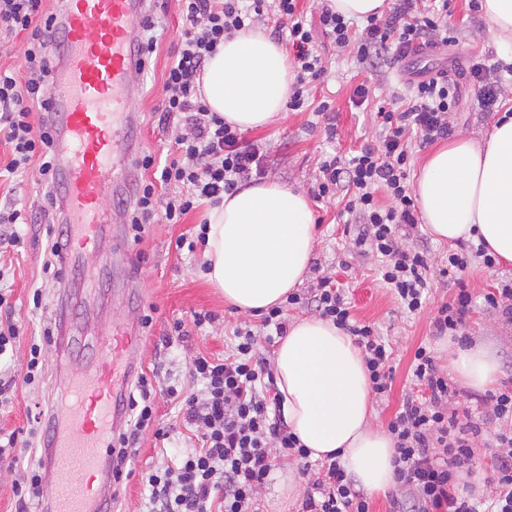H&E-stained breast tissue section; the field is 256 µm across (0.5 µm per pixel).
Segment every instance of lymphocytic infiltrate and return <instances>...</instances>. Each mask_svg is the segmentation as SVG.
<instances>
[{"label":"lymphocytic infiltrate","mask_w":512,"mask_h":512,"mask_svg":"<svg viewBox=\"0 0 512 512\" xmlns=\"http://www.w3.org/2000/svg\"><path fill=\"white\" fill-rule=\"evenodd\" d=\"M184 20L180 42L166 65L161 110L167 120L181 123L179 135L164 161L144 153L142 171L126 210L133 243H142L154 224H178L203 203L219 205L226 193L251 183L266 171L267 148L211 112L198 92V81L219 44L234 32L266 17L277 20L271 35L296 50V80L287 108L303 110L309 84L325 73L323 58L298 10V0H178ZM323 33L345 47L357 41V58L372 63L385 53L401 58L415 52L438 51L455 43L448 22V0H392L383 16H370L360 39L352 22L336 11L332 0H321ZM57 13L44 0H0V30L27 34L28 49L20 65L0 67V141L11 147L5 170L22 175L36 170L55 200L60 155L50 120L49 87L62 55L55 44ZM459 88L439 74L413 84L406 107H380L376 118L382 135L351 157L327 156L312 188L316 199L345 189L347 214L358 221L352 238L360 253L379 261L380 281L407 312L425 309L430 283L425 250L402 242L404 228H416L415 204L407 182L413 145L431 144L452 136L450 114ZM389 205H380L378 193ZM63 209L44 212L47 246L43 271L64 276L66 240L56 227L65 223ZM287 304L307 307L353 337L365 359L371 389L384 396L392 387V348L375 326L358 321L342 288L332 276L317 277L303 293L292 292ZM474 303L466 286L438 307L431 326L436 335L458 336ZM288 332L282 307L263 313L259 323L236 325L234 351L227 357L194 354L188 363L202 395L178 385H161L157 374H140L126 404L130 421L112 442V477L122 484L140 477L146 512H254L256 497L276 468L273 449L300 459L310 452L300 443L281 413V396L273 372L259 356V341L274 343ZM174 409L175 424L198 440L197 447L163 456L155 468L135 473L133 463L143 432L157 440L170 428L157 415V395ZM455 391L430 349L414 352L410 388L402 407L388 423L394 439L395 464L401 493L391 500L392 512H512V388L476 396L478 412L460 419ZM491 434L495 493L481 501L468 492L463 475L474 454L475 438ZM300 512H371L370 501L357 489L338 459L322 462Z\"/></svg>","instance_id":"obj_1"}]
</instances>
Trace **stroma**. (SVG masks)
<instances>
[{"label":"stroma","mask_w":512,"mask_h":512,"mask_svg":"<svg viewBox=\"0 0 512 512\" xmlns=\"http://www.w3.org/2000/svg\"><path fill=\"white\" fill-rule=\"evenodd\" d=\"M451 21L457 27L458 43L447 50L422 53L403 60L386 57L374 63H359L353 48H340L320 36L316 44L323 57L326 73L309 88V110L287 112L285 117L267 128L247 131L250 139L270 144L267 177L284 185L310 191L323 156L336 153L350 155L364 143L376 142L380 130L375 123L379 106L392 102L404 103L411 81L428 73L442 72L458 83L459 102L450 114V122L458 133L479 139L487 135L497 115L478 101L477 92L469 78L468 67L476 62L490 65L499 61L501 52L488 23L471 0H449ZM161 20L164 25L158 56L154 66L137 79L138 93L133 106L139 113V132L142 150L164 154L173 131L158 125L160 87L168 56L179 41L182 19L176 0H169ZM365 86L368 98L357 102L354 91ZM328 102L336 115L338 135L327 140L324 122L314 109ZM346 199L343 194L324 200H312L316 220L318 245L314 256L321 272L332 274L344 288L359 321L375 325L387 336L394 350L392 366L394 380L388 398H373L376 420L388 424L399 409L405 394L406 379L415 349L427 345L440 369L461 394H468L464 385L448 364L442 348V337L432 332L431 318L437 306L449 301L455 292L453 283L440 279L437 270L446 263L449 244L439 243L429 236L425 226H418L435 273L430 277L429 303L424 311L406 313L384 288L377 276L378 261L372 255L353 251L347 232ZM206 209L189 213L179 224H156L140 244L128 237L105 243L97 252L84 258L86 268L95 272L103 289L98 302L97 326L104 329L116 323L139 320L143 307L156 308L153 326L146 333L141 348L144 367L155 366L161 379H173L187 391L201 393L200 384L189 378L186 363L196 352L224 356L230 354L234 343L233 329L242 316L225 303L224 297L208 283L201 271V256L178 255L176 237L202 221ZM25 248L0 253V268L5 277L0 288L10 292L15 318L27 326V332L14 351L13 358L0 361V370L20 375L24 373L31 340L40 338L49 317L65 313L73 317L78 303L67 289L47 281L42 272L44 227L24 226ZM42 289L47 304L45 313L31 311L28 306L30 289ZM204 310L213 313L214 320L204 329H189L186 335L170 336L173 319L190 316ZM466 336L482 337L495 351L500 362L499 384L512 382V323L498 314L476 304L468 321ZM80 358L61 356L57 346L45 354L43 382L29 390H17L11 405L0 408V430L11 431L25 427L27 415L34 403L51 404L63 390L65 377L79 370ZM314 477L304 471L301 463L288 457H278L271 482L255 502L259 512H296Z\"/></svg>","instance_id":"obj_1"}]
</instances>
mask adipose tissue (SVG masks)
<instances>
[{"instance_id":"adipose-tissue-1","label":"adipose tissue","mask_w":512,"mask_h":512,"mask_svg":"<svg viewBox=\"0 0 512 512\" xmlns=\"http://www.w3.org/2000/svg\"><path fill=\"white\" fill-rule=\"evenodd\" d=\"M501 60L512 65V0H480ZM293 75L286 51L256 25L226 38L200 78L211 111L242 130L262 129L284 112ZM421 218L438 241L473 239L512 263V114L477 140L457 136L435 149L414 182ZM317 246L305 193L275 179L225 194L209 213L208 281L239 313L257 315L306 280ZM465 384L487 389L499 362L480 339L451 348ZM281 410L312 458L337 455L372 491L398 488L390 434L373 425L361 350L332 321L292 320L274 356Z\"/></svg>"}]
</instances>
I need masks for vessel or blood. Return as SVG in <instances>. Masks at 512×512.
<instances>
[{"mask_svg": "<svg viewBox=\"0 0 512 512\" xmlns=\"http://www.w3.org/2000/svg\"><path fill=\"white\" fill-rule=\"evenodd\" d=\"M148 0H63L64 56L50 98L70 216L68 263L79 269L109 230L112 207L105 187L123 191L134 176L139 144L132 84L138 74L136 23ZM136 328L121 324L91 336L70 335L67 346L96 353L90 369L76 373L68 400L52 419V512H108L112 438L123 427L120 402L139 366Z\"/></svg>", "mask_w": 512, "mask_h": 512, "instance_id": "b4317fda", "label": "vessel or blood"}]
</instances>
